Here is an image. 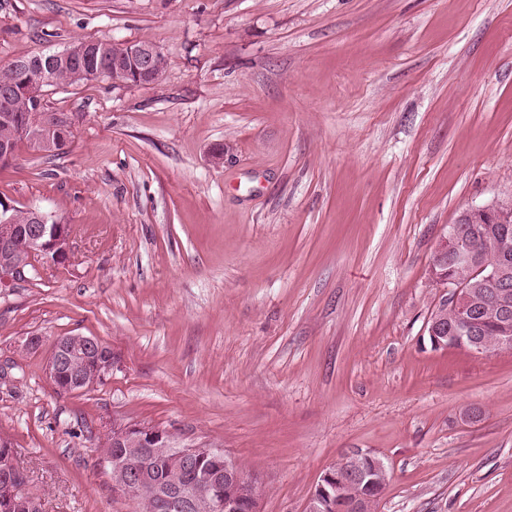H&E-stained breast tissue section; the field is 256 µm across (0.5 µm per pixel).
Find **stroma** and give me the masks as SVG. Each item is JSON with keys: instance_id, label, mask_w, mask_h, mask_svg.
Returning <instances> with one entry per match:
<instances>
[{"instance_id": "obj_1", "label": "stroma", "mask_w": 512, "mask_h": 512, "mask_svg": "<svg viewBox=\"0 0 512 512\" xmlns=\"http://www.w3.org/2000/svg\"><path fill=\"white\" fill-rule=\"evenodd\" d=\"M77 39L168 69L44 88L72 144L0 168L1 199L73 230L0 288V436L45 512H139L114 421L225 450L263 512L353 450L389 470L377 512H512V350L427 336L438 240L512 195V0H0V63ZM70 333L111 347L103 386L47 376ZM154 44H145L140 45V41L133 44H119L120 48H129L131 54L136 55L139 60V68L136 71V76H132L134 81H125L112 79L118 82H121L126 85H135V84H147V80H150L152 77V71L154 67V63L158 58L159 54L162 53L160 47L153 42Z\"/></svg>"}]
</instances>
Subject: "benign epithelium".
Masks as SVG:
<instances>
[{"mask_svg": "<svg viewBox=\"0 0 512 512\" xmlns=\"http://www.w3.org/2000/svg\"><path fill=\"white\" fill-rule=\"evenodd\" d=\"M139 60V68L132 84H145L151 79L154 63L161 54L157 44L127 45ZM33 122L16 132L17 140L37 149L58 145L68 147L73 133L71 119L57 112H34ZM15 206L0 203V249H12L11 236L16 228ZM467 217L483 215L492 223L504 222L498 202L473 207ZM71 226L39 208L29 209L28 224L21 229L20 238L26 242L20 259L0 268V288H9L15 282L28 278L40 269L69 261ZM466 232L459 226L448 230L436 247L430 267V276L448 288V298L440 302L427 323L432 347L458 348L473 354L485 353L483 313L486 301L495 309L497 343L501 349L512 348V237L501 232L495 246L501 264L489 271L480 264V257L465 244ZM103 344L96 338L82 334L59 337L48 357L46 370L52 381L68 377V383L58 390L64 393L82 392L104 381L112 374V356L102 355ZM95 363L94 376L86 375L85 368ZM112 447L121 450L107 458L117 470H125L127 478L112 482L115 498H134L141 485L148 481V467L142 452L173 454L180 465L195 470L196 478L186 484L173 480L156 487L159 506L169 512H190L198 497L207 496L211 512H262L265 482L256 474H247L240 464L216 448L177 446L167 429L136 423L112 422L109 431ZM387 471L378 457L368 452H350L330 466L310 492L304 512H374V499L355 494V489L371 483ZM25 472L16 464L14 451L5 456L0 465V501L11 509L42 512V501L24 491L20 481Z\"/></svg>", "mask_w": 512, "mask_h": 512, "instance_id": "1", "label": "benign epithelium"}]
</instances>
